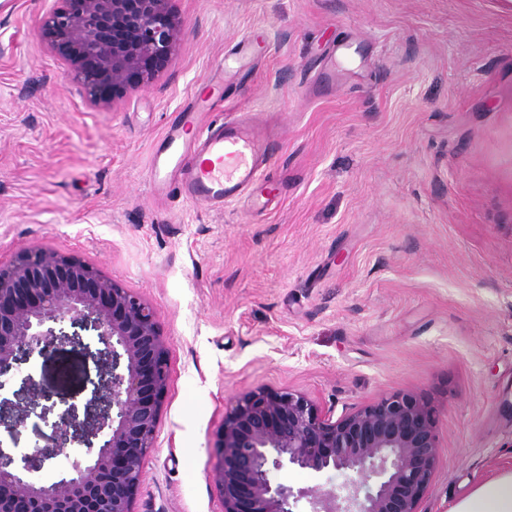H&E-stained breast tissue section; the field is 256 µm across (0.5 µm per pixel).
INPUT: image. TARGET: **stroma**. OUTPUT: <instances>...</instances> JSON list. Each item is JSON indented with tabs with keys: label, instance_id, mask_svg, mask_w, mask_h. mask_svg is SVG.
<instances>
[{
	"label": "stroma",
	"instance_id": "35a3bbf8",
	"mask_svg": "<svg viewBox=\"0 0 512 512\" xmlns=\"http://www.w3.org/2000/svg\"><path fill=\"white\" fill-rule=\"evenodd\" d=\"M52 0H0V262L77 254L150 302L169 381L134 512H224L212 482L224 414L257 387L341 414L394 393L435 412L440 443L420 512H449L512 469V8L504 0H176L168 66L112 109L85 105L41 45ZM271 43L228 74L224 115L268 117L279 200L256 212L155 194L169 119L249 32ZM352 34L357 75L321 62ZM0 390L19 454L79 455L108 410V354L89 323ZM34 375L78 409L30 416Z\"/></svg>",
	"mask_w": 512,
	"mask_h": 512
}]
</instances>
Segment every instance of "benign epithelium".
I'll use <instances>...</instances> for the list:
<instances>
[{"label": "benign epithelium", "mask_w": 512, "mask_h": 512, "mask_svg": "<svg viewBox=\"0 0 512 512\" xmlns=\"http://www.w3.org/2000/svg\"><path fill=\"white\" fill-rule=\"evenodd\" d=\"M37 34L88 105L110 107L149 85L181 38L175 0H55ZM90 321L112 357L101 390L110 412L71 466L50 481L31 473L63 449L0 448V512H134L168 381V345L150 303L78 255L22 252L0 264V378L33 354L74 338L64 318ZM99 390V391H101ZM94 391L93 399L99 398ZM213 480L224 512H419L437 467L434 411L396 393L336 417L306 395L258 387L224 415ZM298 467L347 475L338 488L294 490L273 472Z\"/></svg>", "instance_id": "7a95c632"}]
</instances>
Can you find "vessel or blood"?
<instances>
[{"label": "vessel or blood", "instance_id": "obj_1", "mask_svg": "<svg viewBox=\"0 0 512 512\" xmlns=\"http://www.w3.org/2000/svg\"><path fill=\"white\" fill-rule=\"evenodd\" d=\"M267 41L249 34L232 57L217 65L209 80L211 91L224 87L228 71L245 68L265 51ZM350 44L333 47L322 72L324 84L350 68ZM209 95L195 96L165 127L147 177L156 194L176 196L220 209L225 203L249 198L255 210L269 206L266 167L273 154V133L251 119L230 120L214 114Z\"/></svg>", "mask_w": 512, "mask_h": 512}]
</instances>
